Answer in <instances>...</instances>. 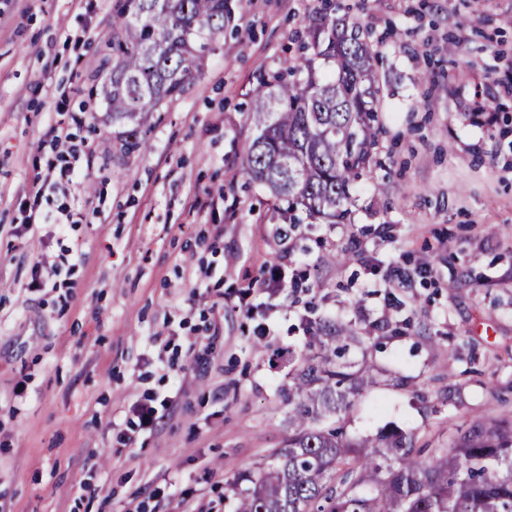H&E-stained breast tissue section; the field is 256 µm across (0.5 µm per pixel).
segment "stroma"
<instances>
[{"mask_svg":"<svg viewBox=\"0 0 512 512\" xmlns=\"http://www.w3.org/2000/svg\"><path fill=\"white\" fill-rule=\"evenodd\" d=\"M344 2L379 52L378 165L345 223L294 226L241 159L250 98L316 0H228L201 78L132 155L101 95L116 0H0V512H223L226 482L288 437L272 353L320 318L377 370L350 436L433 450L512 411V0ZM51 125L83 141L85 178L29 228ZM66 206L96 223L63 225ZM39 261L60 272L32 291ZM275 266L303 289L256 298L261 337L239 305ZM150 398L164 417L142 431Z\"/></svg>","mask_w":512,"mask_h":512,"instance_id":"35a3bbf8","label":"stroma"}]
</instances>
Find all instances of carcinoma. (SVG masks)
<instances>
[{"label": "carcinoma", "mask_w": 512, "mask_h": 512, "mask_svg": "<svg viewBox=\"0 0 512 512\" xmlns=\"http://www.w3.org/2000/svg\"><path fill=\"white\" fill-rule=\"evenodd\" d=\"M227 0H120L112 13V71L102 94L129 125L121 148L142 152L149 114L202 74L228 18ZM377 51L338 0H317L302 54L267 74L251 99L256 135L243 161L290 224L347 218L372 162L380 111ZM306 352L288 355V425L270 459L227 485L229 512H512V412L458 432L427 460L412 435L351 438L340 425L374 383L375 368L343 361L364 338L349 325L308 322Z\"/></svg>", "instance_id": "carcinoma-1"}]
</instances>
